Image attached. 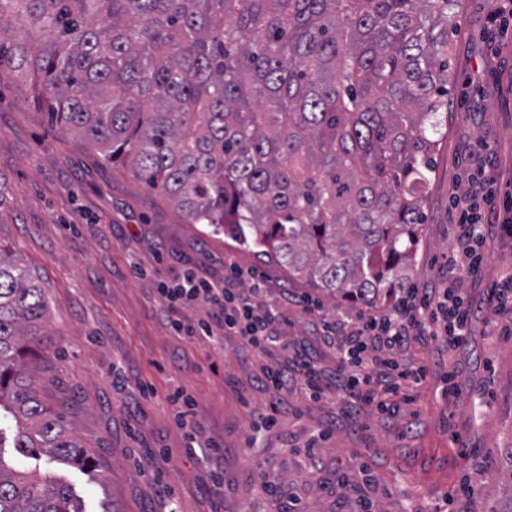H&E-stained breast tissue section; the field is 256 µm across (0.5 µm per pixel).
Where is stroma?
<instances>
[{
  "label": "stroma",
  "instance_id": "stroma-1",
  "mask_svg": "<svg viewBox=\"0 0 512 512\" xmlns=\"http://www.w3.org/2000/svg\"><path fill=\"white\" fill-rule=\"evenodd\" d=\"M498 0H457L462 30L453 44L455 76L425 203L412 285L445 286L453 256L450 208L476 169L512 192V48L491 50L487 19ZM498 207L485 208L484 260L458 286L468 298L471 335L448 351L411 337L397 351L426 378L392 413L349 398L323 323L355 308L312 294L287 269L236 246L223 232L191 224L159 191L106 165L97 150L52 125L29 83L0 74V247L38 280L48 312L46 339L25 367L45 403L61 413L94 456L84 470L12 446L13 419L0 415V458L14 470L70 483L85 512H282L260 492L287 483L302 512H512V313L490 299L512 241ZM263 275V302L292 298L271 363L306 358L320 372V395L299 382L257 381L261 358L235 336H174L154 277L188 268L224 276V254ZM457 392L444 396L447 376ZM193 402L190 425L174 420L167 397ZM272 426H265V419ZM198 447L188 452V434ZM224 446L220 460L208 441ZM224 472L223 487L211 479ZM478 487V495L467 492Z\"/></svg>",
  "mask_w": 512,
  "mask_h": 512
}]
</instances>
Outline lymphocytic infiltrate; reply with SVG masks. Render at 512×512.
Segmentation results:
<instances>
[{"instance_id": "f902f5d3", "label": "lymphocytic infiltrate", "mask_w": 512, "mask_h": 512, "mask_svg": "<svg viewBox=\"0 0 512 512\" xmlns=\"http://www.w3.org/2000/svg\"><path fill=\"white\" fill-rule=\"evenodd\" d=\"M494 183V178H487L485 183L470 187L455 202L454 259L449 267L454 281L480 269L479 248L484 234L476 202L492 199ZM224 268L228 276L221 280L206 279L188 270L175 286H159V294L168 303L172 333L187 338L234 334L258 354L280 347L278 324L284 315L257 301L267 289L264 278L251 276L248 289L242 290L232 284L233 278L239 275L235 262L225 259ZM195 304L210 306L208 318L194 326L183 324L178 317L180 308ZM334 334L345 391L362 402L388 410L398 408L405 400L402 382H420L425 370L421 367L404 370L396 381L381 383L376 368L384 363L383 352L401 349L413 336L436 338L452 349L459 347L470 334V319L461 293L453 284L443 288H415L407 299L390 310L360 315L353 325L337 327Z\"/></svg>"}]
</instances>
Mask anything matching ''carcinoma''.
I'll use <instances>...</instances> for the list:
<instances>
[{
	"instance_id": "cac0c4a2",
	"label": "carcinoma",
	"mask_w": 512,
	"mask_h": 512,
	"mask_svg": "<svg viewBox=\"0 0 512 512\" xmlns=\"http://www.w3.org/2000/svg\"><path fill=\"white\" fill-rule=\"evenodd\" d=\"M456 0H0V73L191 224L351 306L407 287L448 108ZM42 289L0 249L13 447L91 453L25 375ZM0 512H84L0 460Z\"/></svg>"
}]
</instances>
